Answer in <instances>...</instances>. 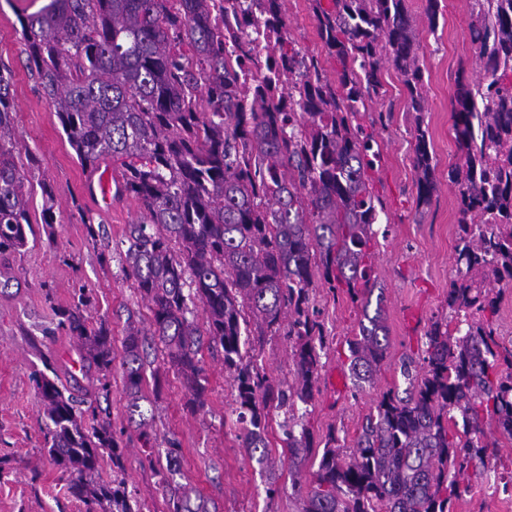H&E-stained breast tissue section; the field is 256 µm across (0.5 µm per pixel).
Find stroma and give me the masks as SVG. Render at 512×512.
Instances as JSON below:
<instances>
[{"instance_id": "stroma-1", "label": "stroma", "mask_w": 512, "mask_h": 512, "mask_svg": "<svg viewBox=\"0 0 512 512\" xmlns=\"http://www.w3.org/2000/svg\"><path fill=\"white\" fill-rule=\"evenodd\" d=\"M46 0H0V66L13 74V105L18 139L38 157L31 180H49L56 189V222L44 229L39 218L41 196L29 208L36 238L26 250L0 260V512H84L70 496L66 480L50 459L41 430V411L31 376L44 359L76 368L69 336L43 335L51 326L53 309L68 305L75 289L90 291V313L106 320L112 330L115 356H122L128 319L149 331L151 312L126 278L119 253L128 226L141 215L136 199L114 200L111 209L98 207L86 186L78 162L48 101L27 69L18 16ZM426 0H407L419 29L428 106L424 125L441 187L429 205L417 203L413 159L414 115L407 110V93L394 71L363 117L373 126L381 162L373 174L376 195L383 203L379 225L388 229L374 248V276L383 288L391 345L374 385L354 388L344 348L358 328L359 305L344 291L335 297L317 295L315 304L330 336L325 367L307 407L306 421L315 437L335 430L345 446H353L364 416L387 389L404 388L403 356L420 352L432 317L445 312L448 282L455 275L458 195L448 187V168L461 152L455 139L452 95L458 69L475 55L468 24L471 0H440L439 24L429 28ZM288 34L305 51L317 55L329 78L339 65L327 55L317 33L310 0H288ZM258 363L277 381L291 380L290 347L283 337H265L256 348ZM208 380V406L191 413L183 377L161 366L159 385L145 391L155 401L150 430L153 452L162 457L169 444L179 455L172 467L176 482L198 489L216 512H298L300 500L287 468L276 474L250 460L239 438L234 413V385L220 353L202 351ZM112 428L127 444L123 477L144 512H168L161 477L146 462L135 425L126 413L123 370L113 364L110 376ZM512 467V441L500 439L496 456L481 464L484 479L456 502L454 512H512V490L495 489L493 475ZM279 491L269 494V481Z\"/></svg>"}]
</instances>
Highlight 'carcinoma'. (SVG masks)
<instances>
[{
    "label": "carcinoma",
    "mask_w": 512,
    "mask_h": 512,
    "mask_svg": "<svg viewBox=\"0 0 512 512\" xmlns=\"http://www.w3.org/2000/svg\"><path fill=\"white\" fill-rule=\"evenodd\" d=\"M288 0H50L19 17L28 69L51 104L68 143L87 170L120 164L115 197L142 206L129 225L122 264L152 313L154 351L207 406L202 345L222 350L235 387L242 448L269 458V407L284 410L282 459L300 493V512H453L478 464L496 443L512 440V347L497 327L500 288L512 282V0H472V67L456 78L453 118L460 163L448 169L458 192L457 274L448 313L431 319L422 362L403 360V391L383 392L349 455L336 430L314 441L293 414L309 404L327 338L316 289H346L361 319L346 340L347 366L360 388L375 383L389 347L384 293L375 291L373 247L383 206L369 172L381 151L359 122L393 69L416 112L417 201L439 188L423 112L427 99L416 25L406 0H311L318 36L340 70L332 82L318 59L288 37ZM244 27H224V13ZM267 36L254 55L246 28ZM254 66L262 85L241 82ZM32 153L17 147L13 76L0 68V257L34 234L29 200L40 193L41 223H56V193L26 172ZM78 289L56 309L55 326L74 341L83 385L70 369L45 361L32 374L44 439L85 512H143L123 478L126 444L112 430L107 376L112 332L88 312ZM202 311L205 331L198 328ZM207 336L202 340L201 336ZM252 336H284L293 379L269 380L250 355ZM142 330L123 339L128 420L149 447ZM116 469L98 477L100 460ZM318 460L309 489L300 478ZM169 512H209L187 484L163 480Z\"/></svg>",
    "instance_id": "cac0c4a2"
}]
</instances>
